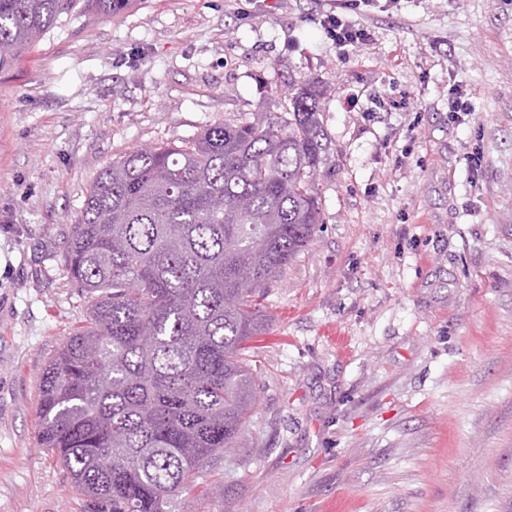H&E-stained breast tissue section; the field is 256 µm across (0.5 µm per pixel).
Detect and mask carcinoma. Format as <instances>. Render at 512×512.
Returning a JSON list of instances; mask_svg holds the SVG:
<instances>
[{
	"label": "carcinoma",
	"mask_w": 512,
	"mask_h": 512,
	"mask_svg": "<svg viewBox=\"0 0 512 512\" xmlns=\"http://www.w3.org/2000/svg\"><path fill=\"white\" fill-rule=\"evenodd\" d=\"M73 0H0V66ZM320 92L124 153L93 183L65 263L90 326L48 365L39 437L83 512H175L202 462L236 447L258 402L245 344L261 299L322 223Z\"/></svg>",
	"instance_id": "1"
}]
</instances>
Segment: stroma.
I'll return each mask as SVG.
<instances>
[{
	"label": "stroma",
	"instance_id": "stroma-1",
	"mask_svg": "<svg viewBox=\"0 0 512 512\" xmlns=\"http://www.w3.org/2000/svg\"><path fill=\"white\" fill-rule=\"evenodd\" d=\"M330 7L78 0L0 68V512H82L39 407L90 321L63 256L97 176L303 83L323 223L264 294L244 446L177 512H512V0H377L346 59ZM332 10L325 15L323 26L328 39L336 48V54L344 57L348 50L346 47L359 48L366 45L370 35L364 28L356 27L342 12Z\"/></svg>",
	"mask_w": 512,
	"mask_h": 512
}]
</instances>
